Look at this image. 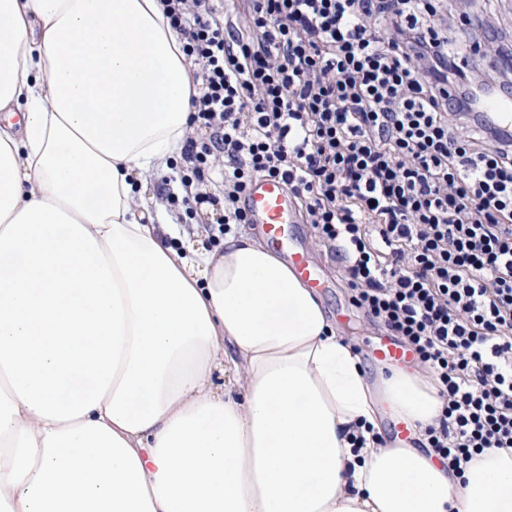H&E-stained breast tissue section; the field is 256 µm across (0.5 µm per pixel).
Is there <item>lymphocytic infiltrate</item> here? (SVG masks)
I'll return each mask as SVG.
<instances>
[{"instance_id":"obj_1","label":"lymphocytic infiltrate","mask_w":512,"mask_h":512,"mask_svg":"<svg viewBox=\"0 0 512 512\" xmlns=\"http://www.w3.org/2000/svg\"><path fill=\"white\" fill-rule=\"evenodd\" d=\"M161 0L192 67L181 181L187 215L242 223L255 176L284 180L357 308L416 354L442 410L429 453L459 471L512 449V94L499 0L448 20V0ZM494 69L475 84L469 58ZM223 171H215L216 159ZM510 98L512 96L504 97ZM511 100H502L495 95H486L483 98V107L487 117L495 122L504 125L506 128L512 126V104Z\"/></svg>"}]
</instances>
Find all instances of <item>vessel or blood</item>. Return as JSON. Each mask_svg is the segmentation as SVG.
Returning <instances> with one entry per match:
<instances>
[{"label":"vessel or blood","instance_id":"1","mask_svg":"<svg viewBox=\"0 0 512 512\" xmlns=\"http://www.w3.org/2000/svg\"><path fill=\"white\" fill-rule=\"evenodd\" d=\"M483 107L491 121L512 126V102L489 94L483 99ZM242 206L247 223L255 225L259 237L287 254L290 266L303 283L313 284L308 251L291 232L292 225L301 223L302 218L287 184L277 177L256 178L249 185ZM376 355L388 366L403 364L411 357L410 351L392 340L381 341Z\"/></svg>","mask_w":512,"mask_h":512}]
</instances>
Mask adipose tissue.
<instances>
[{"label": "adipose tissue", "mask_w": 512, "mask_h": 512, "mask_svg": "<svg viewBox=\"0 0 512 512\" xmlns=\"http://www.w3.org/2000/svg\"><path fill=\"white\" fill-rule=\"evenodd\" d=\"M193 93L160 0H0V512H512L510 452L377 445L434 381L371 388L275 253L141 219Z\"/></svg>", "instance_id": "adipose-tissue-1"}]
</instances>
